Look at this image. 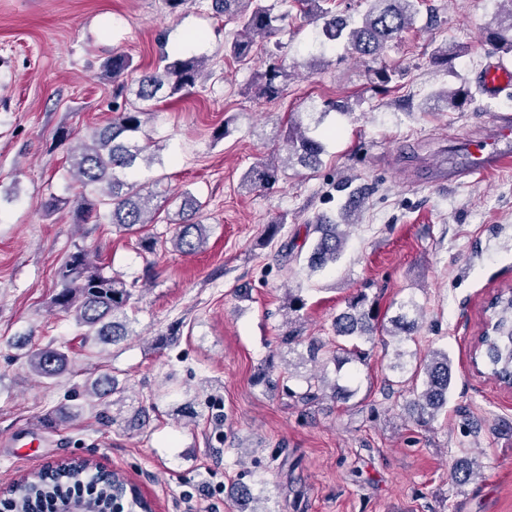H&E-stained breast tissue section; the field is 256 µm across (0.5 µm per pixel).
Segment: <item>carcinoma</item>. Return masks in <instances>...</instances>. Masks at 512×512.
<instances>
[{"label": "carcinoma", "mask_w": 512, "mask_h": 512, "mask_svg": "<svg viewBox=\"0 0 512 512\" xmlns=\"http://www.w3.org/2000/svg\"><path fill=\"white\" fill-rule=\"evenodd\" d=\"M302 5L303 17L311 23H321V34L328 42L342 40L346 49L371 60H377L388 45L409 30L418 14L419 0H364L368 8L361 20L339 16L325 7L330 0H296ZM507 7L501 10L497 26L481 33V40L494 53L512 54V0H504ZM277 3L268 0H212L211 8L217 17L225 16L235 23V34L225 46L224 56L240 65L249 64L264 49L278 30L277 23L286 17L276 12ZM104 69L117 84V94L127 90L120 79L135 70L133 60L123 52H114L105 62ZM212 73L207 71L202 56H178L162 54L159 65L137 79L133 98L126 101L122 111L116 113L108 125L90 134L76 138L70 149L69 172L82 188L76 201L75 212L83 224L90 219L95 223H107L128 233H138V245L146 252L159 249L194 254L206 243L207 225L202 223V204L189 196L183 197L179 206V222L167 238L147 233L148 226L157 223L160 205L158 200L167 199L169 190H158L161 180L156 179L148 187L133 182L129 176L142 167L161 162L151 150L146 132L154 112L153 101L160 93L169 98L181 96L205 81ZM260 81V94L267 100L277 99L291 78L290 71L279 64H270L256 74ZM287 154L271 157L255 163L244 175V186L249 191L269 188L279 174L298 164L316 169L321 164L324 146L320 139L311 135L309 126L301 117L287 124L284 132ZM317 238L307 257V267L315 272L336 263L344 248L346 234L340 225L322 220L313 225ZM63 288L52 299L56 313L75 322L86 341L117 343L130 335L128 309L134 300L133 286L104 272V266L91 252L78 248L69 254L59 270ZM491 316L488 328L475 349L476 363L485 373L499 381L512 378V292L502 294L489 307ZM421 308L413 299L398 303V313L390 318L386 327L378 310L368 304L363 294L349 299L346 309L333 321L336 338L351 342V346L336 344V349L325 348V343L313 340L309 343L307 361L314 364H336V369L351 363H362L366 352L360 342H370L380 329L396 339L397 348L390 369L405 372L402 362L403 342L413 339L418 328ZM27 368L32 375L50 385L69 370V354L61 347L47 345L25 354ZM411 380L420 382L417 393L421 415L435 419L448 403L452 380V360L448 352L432 349L426 357L411 368ZM307 389L298 395L303 401L313 400L331 388L336 398L347 395L348 388L335 382L328 384L323 372H314L306 378ZM84 393L93 406L114 423L125 400V388L111 377L86 380ZM116 412H110V409ZM481 463L475 457L466 458L454 471L459 482H466L480 474ZM93 484L89 501L98 512H110L114 499L125 495V485L114 479L112 473H90L87 460H77L43 471L30 479H24L11 489L15 512H35L38 504L47 499L66 501L72 493Z\"/></svg>", "instance_id": "obj_1"}]
</instances>
